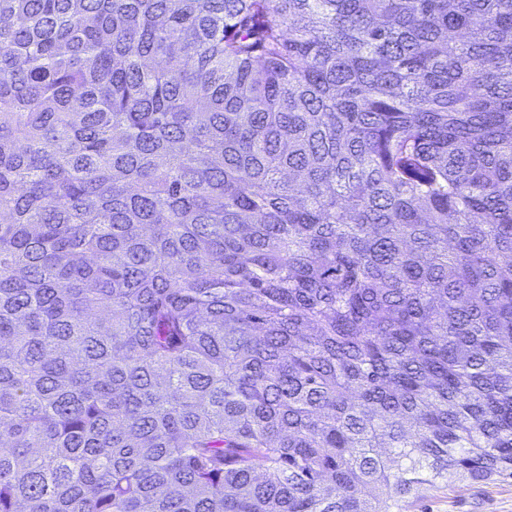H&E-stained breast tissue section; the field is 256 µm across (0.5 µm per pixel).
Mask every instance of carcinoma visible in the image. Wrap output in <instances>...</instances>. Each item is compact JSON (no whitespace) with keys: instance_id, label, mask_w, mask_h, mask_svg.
Masks as SVG:
<instances>
[{"instance_id":"1","label":"carcinoma","mask_w":512,"mask_h":512,"mask_svg":"<svg viewBox=\"0 0 512 512\" xmlns=\"http://www.w3.org/2000/svg\"><path fill=\"white\" fill-rule=\"evenodd\" d=\"M495 475L512 0H0V512Z\"/></svg>"}]
</instances>
